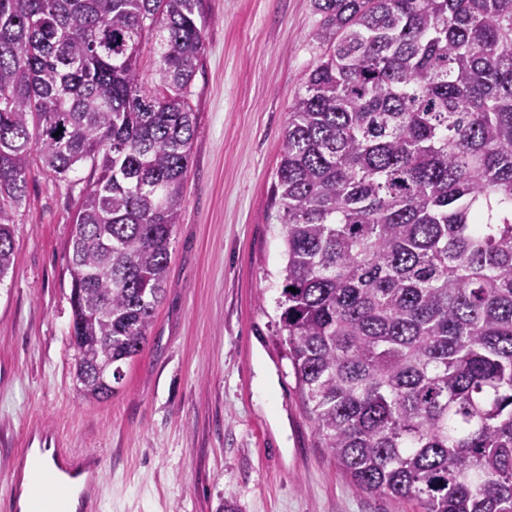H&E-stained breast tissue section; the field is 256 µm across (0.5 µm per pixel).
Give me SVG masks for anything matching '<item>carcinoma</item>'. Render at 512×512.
<instances>
[{
  "instance_id": "cac0c4a2",
  "label": "carcinoma",
  "mask_w": 512,
  "mask_h": 512,
  "mask_svg": "<svg viewBox=\"0 0 512 512\" xmlns=\"http://www.w3.org/2000/svg\"><path fill=\"white\" fill-rule=\"evenodd\" d=\"M313 3L324 52L271 191L320 446L358 491L512 512V0ZM204 49L201 0H0V277L38 167L78 192L69 340L95 400L165 292Z\"/></svg>"
}]
</instances>
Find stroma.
I'll return each instance as SVG.
<instances>
[{
  "mask_svg": "<svg viewBox=\"0 0 512 512\" xmlns=\"http://www.w3.org/2000/svg\"><path fill=\"white\" fill-rule=\"evenodd\" d=\"M199 133L165 296L111 397L69 343L75 196L34 172L0 278V496L34 426L105 459L98 512H421L356 491L320 447L279 330L271 195L288 107L323 51L313 0H202Z\"/></svg>",
  "mask_w": 512,
  "mask_h": 512,
  "instance_id": "35a3bbf8",
  "label": "stroma"
}]
</instances>
